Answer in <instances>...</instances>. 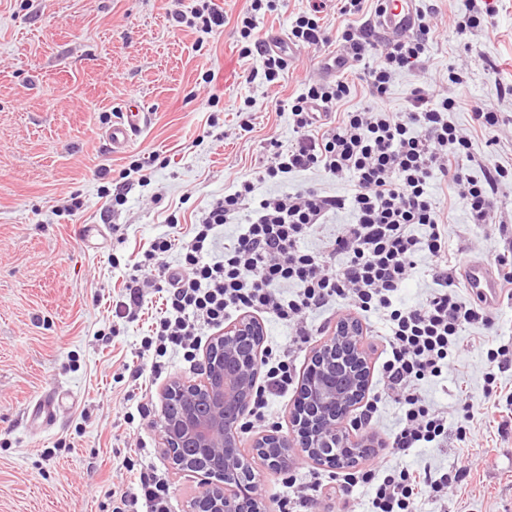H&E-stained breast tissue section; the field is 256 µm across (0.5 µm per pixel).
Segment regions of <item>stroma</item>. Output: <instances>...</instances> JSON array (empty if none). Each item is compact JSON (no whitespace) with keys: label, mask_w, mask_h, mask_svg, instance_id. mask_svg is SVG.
Returning a JSON list of instances; mask_svg holds the SVG:
<instances>
[{"label":"stroma","mask_w":512,"mask_h":512,"mask_svg":"<svg viewBox=\"0 0 512 512\" xmlns=\"http://www.w3.org/2000/svg\"><path fill=\"white\" fill-rule=\"evenodd\" d=\"M199 2L0 0V512H112L113 486L134 448L165 475L172 512H188L201 490L200 475L174 469L164 453L160 393L172 378L199 379L203 361L170 355L165 372L141 385L130 371L151 318H117L114 301L155 237L193 224L232 178L249 173L267 139L287 141L289 101L337 48L295 47L277 83H250L261 62L240 53L237 16L247 0H216L224 25L210 33L177 20ZM420 6L435 9L438 37L425 71L394 78L387 107L404 110L410 89L431 79L460 98L450 115L460 128H470L476 105L512 117V101L496 93L512 84V0H497L493 27L464 37L457 25L467 0ZM468 42L482 57L465 52ZM461 65L466 85L448 84L449 67ZM250 97L259 108L244 133L238 113ZM132 100L150 122L112 153L105 131ZM149 155L156 161L144 169L146 185L113 205L121 172ZM74 192L83 205L69 214ZM448 220L459 227L449 253L492 261L495 227L469 223L454 203ZM491 315L492 328L467 331L447 378L422 386L448 411L447 439L397 460L420 469L465 464L450 512H512V426L501 425L512 414V369L498 374L495 396L484 394L488 348L512 344V300ZM462 385L488 410L463 441ZM47 391L62 399L48 428L32 415Z\"/></svg>","instance_id":"stroma-1"}]
</instances>
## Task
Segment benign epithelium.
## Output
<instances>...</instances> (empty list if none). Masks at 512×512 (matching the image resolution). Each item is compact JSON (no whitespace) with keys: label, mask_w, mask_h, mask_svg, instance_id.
<instances>
[{"label":"benign epithelium","mask_w":512,"mask_h":512,"mask_svg":"<svg viewBox=\"0 0 512 512\" xmlns=\"http://www.w3.org/2000/svg\"><path fill=\"white\" fill-rule=\"evenodd\" d=\"M258 326L247 313L211 337L204 352V374L196 381L174 378L161 394L162 441L171 464L203 472L204 489L189 512H268L259 491L260 474L239 456L242 421L259 373L261 345L241 340ZM291 412V430L277 427L258 435L256 456L271 472L288 469L302 453L320 466L341 470L357 465L372 439H351L347 421L369 388L368 355L352 319L336 323L333 335L311 356ZM192 395L191 412L168 411L172 402Z\"/></svg>","instance_id":"benign-epithelium-1"}]
</instances>
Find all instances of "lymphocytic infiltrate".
Listing matches in <instances>:
<instances>
[{"mask_svg":"<svg viewBox=\"0 0 512 512\" xmlns=\"http://www.w3.org/2000/svg\"><path fill=\"white\" fill-rule=\"evenodd\" d=\"M284 0H249L239 21L242 55H258L261 77L276 81L287 63L267 50L256 33L259 14L273 12ZM313 0L292 23L294 42L308 46L336 43L366 84L370 102L347 106L350 85L337 77L316 76L288 104L291 136L270 139L265 155L248 178H233L222 196L198 212L181 238L153 240L115 304L117 317H138L147 299L144 285L160 294L163 307L142 337L152 352L151 373H161L168 351L193 360L205 331L222 329L235 313L273 319L293 330L288 346L268 352L260 365L250 427L270 420L268 399L294 388L297 353L313 334L311 313L330 307L338 318L362 321L373 314L387 322L383 339L382 395L367 397L357 418L362 432L374 429L382 398L402 408L390 447L378 448L365 469L337 480L336 512H357L352 495L357 484L372 487V512H415L422 496L447 500L450 485L461 482L465 466L446 472L397 468L392 457L448 434V415L432 407L423 383L441 378L452 366L462 334L475 325L490 326L482 300L460 301L453 289L456 262L448 256V214L432 191L434 182L449 186L473 223L508 229L498 211L500 187L512 181V164L476 161L475 133L492 134L504 123L499 112L473 108L470 131H460L450 112L457 98L441 96L432 84L414 87L409 105L394 112L385 105L394 77L420 69L437 28L434 13H418L413 31L393 42L374 36L369 24H351L331 32ZM298 172L320 173L350 185L344 195H327L311 186L281 194L263 192L266 184L287 183ZM350 223L321 248L308 240L342 211ZM236 225L224 238L227 225ZM179 249L178 267L161 258ZM494 261L499 279L512 297V240ZM435 284L420 302L401 303L398 294L416 275ZM112 512H170L166 478L140 461L126 486L112 493Z\"/></svg>","mask_w":512,"mask_h":512,"instance_id":"f902f5d3","label":"lymphocytic infiltrate"}]
</instances>
